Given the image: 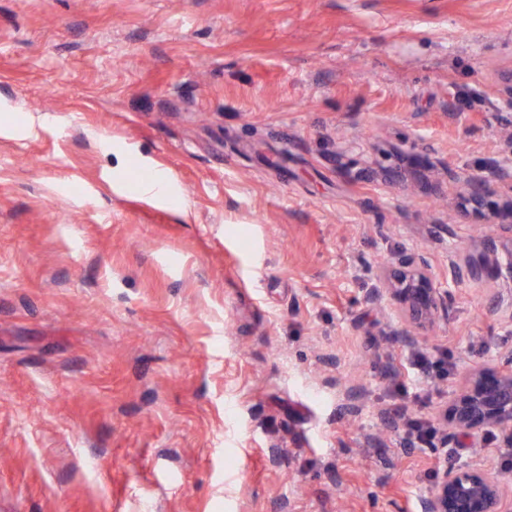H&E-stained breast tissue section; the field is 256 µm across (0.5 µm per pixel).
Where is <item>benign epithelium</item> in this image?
<instances>
[{
    "label": "benign epithelium",
    "instance_id": "1",
    "mask_svg": "<svg viewBox=\"0 0 512 512\" xmlns=\"http://www.w3.org/2000/svg\"><path fill=\"white\" fill-rule=\"evenodd\" d=\"M512 180V172L496 170L492 177L468 191L467 203L481 212L490 183ZM512 232V200L487 216ZM491 259L485 251L475 260L467 256L448 258V276L460 281L475 275ZM366 299L372 304L395 302L401 317L415 328L430 327L447 317L446 294L436 288L428 263L422 258L403 256L380 270ZM446 423L457 433L467 435L490 428L507 430L502 447H512V360L470 369L457 393L443 410ZM434 491L422 502V512H504V490L512 484L478 466L435 471Z\"/></svg>",
    "mask_w": 512,
    "mask_h": 512
}]
</instances>
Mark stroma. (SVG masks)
I'll return each instance as SVG.
<instances>
[{
  "label": "stroma",
  "instance_id": "35a3bbf8",
  "mask_svg": "<svg viewBox=\"0 0 512 512\" xmlns=\"http://www.w3.org/2000/svg\"><path fill=\"white\" fill-rule=\"evenodd\" d=\"M511 82L512 0H0V512H421L448 452L511 473L440 414L512 358V233L454 214L512 169ZM410 254L424 332L365 298ZM415 351L450 364L424 406ZM509 179L512 180L511 170L497 169L490 179L484 180L481 185L468 191L466 197L467 203L476 212L480 213L484 205L487 194L490 192V183L496 180ZM490 252L493 253L494 249L487 248V250L480 255L478 261L467 256H450L448 258V276H450L452 280L460 281L468 276L475 275L479 268L485 267L489 263L491 259ZM394 413L401 420H405L406 434L410 439L424 444L433 443L437 434V429L433 424L421 418L410 417L405 403L397 405Z\"/></svg>",
  "mask_w": 512,
  "mask_h": 512
}]
</instances>
